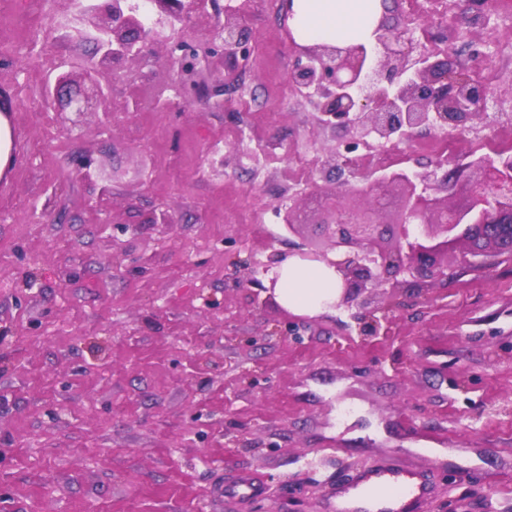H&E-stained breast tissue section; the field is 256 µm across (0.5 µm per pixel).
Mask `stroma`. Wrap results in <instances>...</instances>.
Segmentation results:
<instances>
[{
	"label": "stroma",
	"mask_w": 512,
	"mask_h": 512,
	"mask_svg": "<svg viewBox=\"0 0 512 512\" xmlns=\"http://www.w3.org/2000/svg\"><path fill=\"white\" fill-rule=\"evenodd\" d=\"M15 2L0 0L13 130L0 177V512H332L336 484L371 465L427 471L420 512H512V256L487 278L458 270L425 299L377 292L376 304L402 302L386 336L338 309L294 315L245 282L272 255L321 244L316 196L295 233L277 208L312 168L335 178L333 137L310 139L313 108L288 80L276 0L248 19L251 66L223 109L162 108L175 75L160 50L73 133L29 77L84 57L55 37L66 4L39 0L33 16ZM76 152L113 171L114 223L93 219L100 186L75 178ZM160 207L176 223H145ZM244 472L262 494L219 499Z\"/></svg>",
	"instance_id": "obj_1"
}]
</instances>
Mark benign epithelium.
Wrapping results in <instances>:
<instances>
[{
    "mask_svg": "<svg viewBox=\"0 0 512 512\" xmlns=\"http://www.w3.org/2000/svg\"><path fill=\"white\" fill-rule=\"evenodd\" d=\"M67 12L55 22L61 40L91 47L78 69L66 59L49 64L41 82L43 98L54 111L72 115L71 123L107 105L113 61L140 65L152 62L154 48L165 50L176 80L171 85L184 103L194 99L224 107V95L238 86L249 49L251 31L245 24L255 0H226L224 20H216L205 39L195 45L175 36L211 0H150L152 22L131 0H66ZM484 0H451L448 10L461 32L484 28L490 15ZM382 13L367 43L339 46L301 45L290 37L294 59L290 83L311 94L315 124L340 130L344 137L332 149L336 170L334 192L326 195L319 225L325 247L302 251L303 260L324 262L341 277L336 307L356 308L352 318L362 332L379 335V319L399 302L374 305L368 295L380 288L397 290L398 276L411 278L418 295L456 274V268L489 273L493 259L512 255V149L481 151L476 136L490 140L495 127H512V87L492 88L458 69L448 52L415 36L418 18L409 15L392 24L388 14L400 10L399 0H381ZM465 30H460V27ZM224 46V81L210 86L198 80L200 67L210 63L216 43ZM497 106L500 111L491 113ZM423 137L469 144L460 156H433L425 170L403 168L383 177L367 171V152L389 147L411 159L414 143ZM74 173L88 183L108 182L111 176L93 160L80 156ZM317 187L310 175L305 187L289 198L283 217L288 231L306 224L299 204ZM401 191L398 213L386 220L394 191ZM110 190L101 188L95 210L101 224L114 223Z\"/></svg>",
    "mask_w": 512,
    "mask_h": 512,
    "instance_id": "obj_1",
    "label": "benign epithelium"
}]
</instances>
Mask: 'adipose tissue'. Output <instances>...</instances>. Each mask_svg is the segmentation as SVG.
I'll return each instance as SVG.
<instances>
[{"mask_svg":"<svg viewBox=\"0 0 512 512\" xmlns=\"http://www.w3.org/2000/svg\"><path fill=\"white\" fill-rule=\"evenodd\" d=\"M292 29L306 43L351 44L363 40L379 14V0H294ZM280 305L300 316L327 311L339 293L340 277L333 267L285 260L274 271Z\"/></svg>","mask_w":512,"mask_h":512,"instance_id":"1","label":"adipose tissue"}]
</instances>
